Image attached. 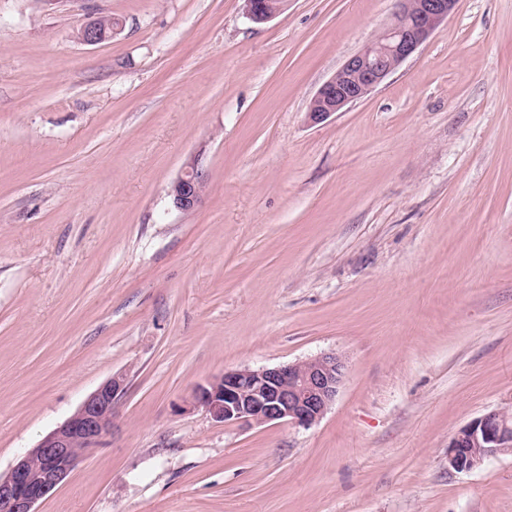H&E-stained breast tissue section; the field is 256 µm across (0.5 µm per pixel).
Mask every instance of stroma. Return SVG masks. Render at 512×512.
<instances>
[{
	"label": "stroma",
	"instance_id": "stroma-1",
	"mask_svg": "<svg viewBox=\"0 0 512 512\" xmlns=\"http://www.w3.org/2000/svg\"><path fill=\"white\" fill-rule=\"evenodd\" d=\"M0 0V475L104 381L112 433L37 512H512V0H462L320 124L396 0ZM112 16L95 45L81 29ZM201 203L170 184L190 163ZM334 352L302 427L195 388ZM286 3L287 0L278 5H273L268 0H245V13L252 23L265 24L279 15ZM203 184L201 173L193 162L190 170L173 181L168 190V196L173 206L182 211L194 209L200 202L202 193L200 190ZM512 450L511 415L489 412L459 428L448 443V468L469 472L486 459Z\"/></svg>",
	"mask_w": 512,
	"mask_h": 512
}]
</instances>
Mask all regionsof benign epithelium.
<instances>
[{
  "mask_svg": "<svg viewBox=\"0 0 512 512\" xmlns=\"http://www.w3.org/2000/svg\"><path fill=\"white\" fill-rule=\"evenodd\" d=\"M461 0H398L394 21L378 37L350 57L312 99L313 124L361 100L393 73L460 7ZM268 0H245L254 24H265L284 9ZM97 20L82 29L81 41L105 40ZM203 184L197 165L173 181L168 196L182 211L200 202ZM345 362L335 353L309 360L258 369L240 368L201 385L191 404L224 424H265L274 421L311 426L333 403ZM124 378L102 383L64 423L49 432L8 475L0 476V512H37L36 503L52 491L112 434V407L123 391ZM512 450V416L489 412L459 428L448 443V468L470 472L486 459Z\"/></svg>",
  "mask_w": 512,
  "mask_h": 512,
  "instance_id": "obj_1",
  "label": "benign epithelium"
}]
</instances>
